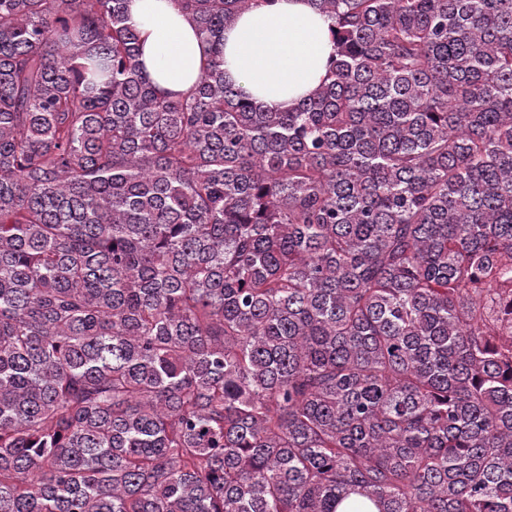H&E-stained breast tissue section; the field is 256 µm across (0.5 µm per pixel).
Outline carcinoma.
<instances>
[{"label":"carcinoma","instance_id":"1","mask_svg":"<svg viewBox=\"0 0 512 512\" xmlns=\"http://www.w3.org/2000/svg\"><path fill=\"white\" fill-rule=\"evenodd\" d=\"M0 0V512H512V0H312L287 110L224 78L260 0ZM129 16L158 92L174 99L192 90L206 48L173 0H131Z\"/></svg>","mask_w":512,"mask_h":512}]
</instances>
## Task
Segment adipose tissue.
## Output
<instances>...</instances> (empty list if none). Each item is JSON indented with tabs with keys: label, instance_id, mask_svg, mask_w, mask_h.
<instances>
[{
	"label": "adipose tissue",
	"instance_id": "1",
	"mask_svg": "<svg viewBox=\"0 0 512 512\" xmlns=\"http://www.w3.org/2000/svg\"><path fill=\"white\" fill-rule=\"evenodd\" d=\"M140 60L161 95L193 89L205 46L173 0H131ZM335 53L332 21L310 0H263L224 30V76L257 102L284 109L309 95Z\"/></svg>",
	"mask_w": 512,
	"mask_h": 512
}]
</instances>
